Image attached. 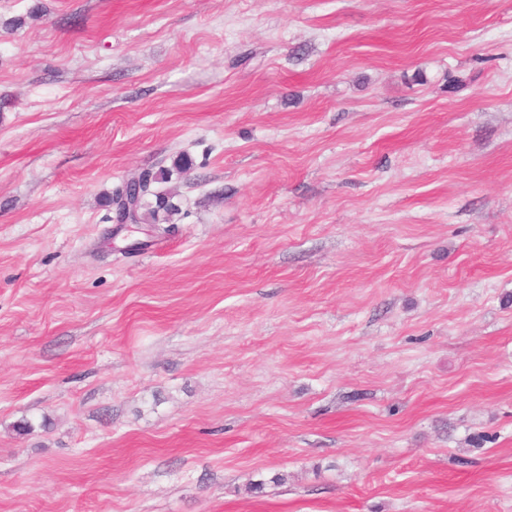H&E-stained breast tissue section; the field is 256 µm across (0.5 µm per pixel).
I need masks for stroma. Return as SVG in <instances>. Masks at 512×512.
I'll return each instance as SVG.
<instances>
[{"label": "stroma", "mask_w": 512, "mask_h": 512, "mask_svg": "<svg viewBox=\"0 0 512 512\" xmlns=\"http://www.w3.org/2000/svg\"><path fill=\"white\" fill-rule=\"evenodd\" d=\"M0 512H512V0H0ZM147 178L151 180V176L148 173H143L138 178H132L125 181L117 189L118 195L121 197L118 204L114 209L115 216L112 217L114 224H117L116 230H122V228L129 224H137L136 218L139 214L141 224H162L169 220V217L178 211V208L170 203L169 199L159 195L153 194L156 197L155 207H148L146 202L143 201L140 211L138 213V204L141 197L144 195L145 187L147 184ZM163 212L161 217L160 212Z\"/></svg>", "instance_id": "1"}]
</instances>
